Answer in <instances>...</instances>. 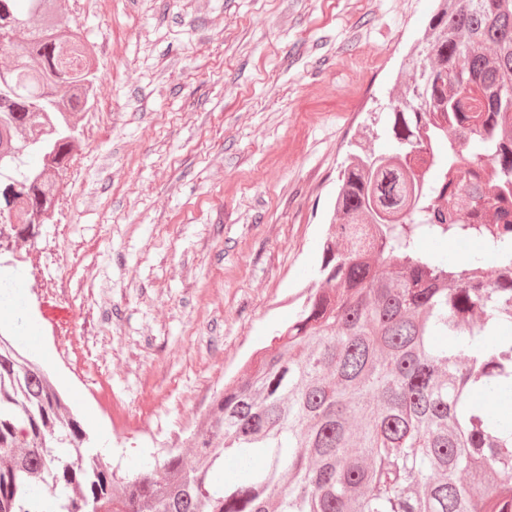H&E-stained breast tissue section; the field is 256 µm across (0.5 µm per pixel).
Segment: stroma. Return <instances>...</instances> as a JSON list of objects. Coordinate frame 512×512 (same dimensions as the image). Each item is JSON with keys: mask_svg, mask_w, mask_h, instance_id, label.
<instances>
[{"mask_svg": "<svg viewBox=\"0 0 512 512\" xmlns=\"http://www.w3.org/2000/svg\"><path fill=\"white\" fill-rule=\"evenodd\" d=\"M433 0H65L98 92L52 223L0 272L120 474L187 449L298 309L336 182Z\"/></svg>", "mask_w": 512, "mask_h": 512, "instance_id": "1", "label": "stroma"}]
</instances>
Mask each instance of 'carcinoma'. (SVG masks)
Returning a JSON list of instances; mask_svg holds the SVG:
<instances>
[{
  "label": "carcinoma",
  "mask_w": 512,
  "mask_h": 512,
  "mask_svg": "<svg viewBox=\"0 0 512 512\" xmlns=\"http://www.w3.org/2000/svg\"><path fill=\"white\" fill-rule=\"evenodd\" d=\"M437 2L389 149L346 157L317 283L250 376L213 399L191 454L118 474L87 455L44 370L0 337V512H44L45 494L57 512H512V0ZM66 26L57 0H0L12 34L0 171L34 216L54 211L76 147L52 128H77L97 91L79 76L93 46ZM436 236L482 239L498 274L427 253ZM491 322L500 339L473 351ZM228 450L242 476L220 483ZM256 451L262 471L248 466Z\"/></svg>",
  "instance_id": "carcinoma-1"
}]
</instances>
